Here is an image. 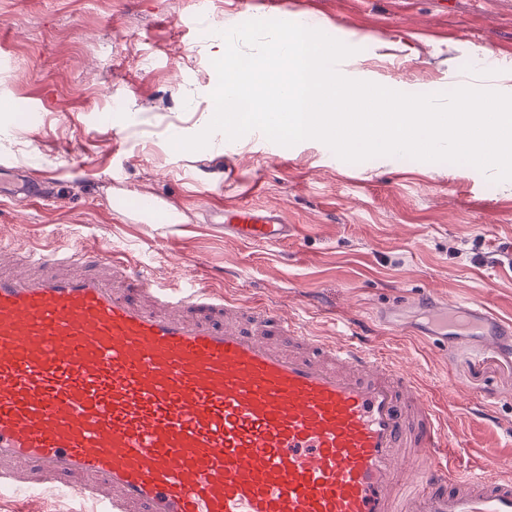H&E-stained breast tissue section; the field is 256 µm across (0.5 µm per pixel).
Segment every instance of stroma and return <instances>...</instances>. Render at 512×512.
Segmentation results:
<instances>
[{
	"label": "stroma",
	"mask_w": 512,
	"mask_h": 512,
	"mask_svg": "<svg viewBox=\"0 0 512 512\" xmlns=\"http://www.w3.org/2000/svg\"><path fill=\"white\" fill-rule=\"evenodd\" d=\"M233 2L201 15L195 0H0V225H29L37 243L111 242L159 276L273 300L325 336L362 320L419 375L470 464L512 463V349L444 346L419 330L422 307L445 300L512 322V180L403 156L348 163L319 141L276 154L261 134H213L211 151L171 144L212 108L215 36L245 21L309 19L354 47L340 64L351 79L387 84L400 68L409 91L512 88V0H249L244 13ZM492 54L494 75L465 64ZM22 112L41 120L19 125ZM28 177L45 180L48 202L23 200ZM147 197L161 203L155 223H131ZM244 202L282 211L286 246L225 238L217 209ZM391 311L403 314L396 332L378 321ZM93 510L68 493L0 490V512Z\"/></svg>",
	"instance_id": "obj_1"
}]
</instances>
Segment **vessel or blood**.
Instances as JSON below:
<instances>
[{
    "mask_svg": "<svg viewBox=\"0 0 512 512\" xmlns=\"http://www.w3.org/2000/svg\"><path fill=\"white\" fill-rule=\"evenodd\" d=\"M275 248L281 211L225 207ZM500 349L512 325L476 306ZM351 322L329 340L266 300L153 276L106 242L0 233V489L97 512H512L414 372Z\"/></svg>",
    "mask_w": 512,
    "mask_h": 512,
    "instance_id": "obj_1",
    "label": "vessel or blood"
}]
</instances>
